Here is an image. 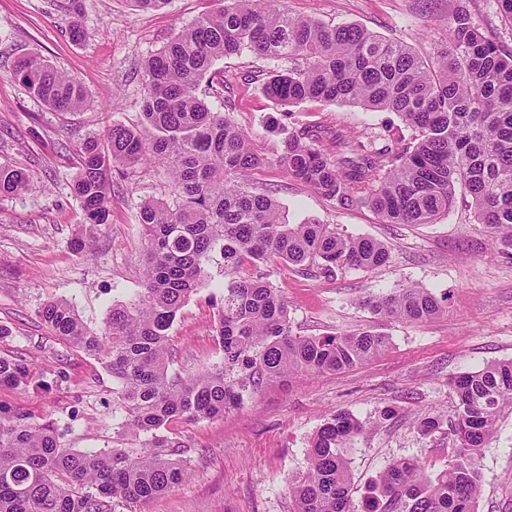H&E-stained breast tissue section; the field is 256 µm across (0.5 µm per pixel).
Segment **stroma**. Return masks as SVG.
<instances>
[{"label":"stroma","mask_w":512,"mask_h":512,"mask_svg":"<svg viewBox=\"0 0 512 512\" xmlns=\"http://www.w3.org/2000/svg\"><path fill=\"white\" fill-rule=\"evenodd\" d=\"M68 0H0V163L24 169L27 191L0 196V357L25 360L36 381L0 386V403L31 420L54 419L60 440L80 450L112 445V375L71 348L40 321L44 302L72 303L84 322L101 330L113 304L141 288L145 247L139 207L169 196L165 168L113 172L107 224L91 229L72 190L75 150L112 123L142 120L144 62L196 18L216 11L221 0H170L158 11H133L129 0H80L84 41H72ZM461 3L489 39L512 51V29L497 0H285L291 15L329 24H357L412 47L432 60L448 41V10ZM37 56L76 79L87 101L77 112H56L30 95L13 75L15 61ZM251 53L215 62L198 89L213 110L251 136L254 150L269 156L289 132L339 118L351 131L385 139L411 138L394 112L348 103L306 101L282 110L263 91L262 75L276 68ZM253 185L279 201L290 223L313 219L340 232L374 238L391 249L388 264L366 272L305 273L267 262L251 276L277 288L288 306L294 333L323 336L358 330L389 335L379 357L340 372H300L268 382L256 395L218 419L172 423L183 441L176 456L190 478L138 507L115 512H294L288 480L308 466L311 439L339 411L352 413L362 433L347 450L352 497L362 502L384 468L418 459L427 475L443 470L454 442L446 426L455 414L453 377L512 359V260L493 256L491 233L476 223L471 199L457 194L451 209L428 224H384L365 204L340 206L313 186L271 164L254 171ZM82 239L83 252L72 248ZM210 278L183 305L170 330L172 371L185 375L218 364L213 335L215 302L224 266L212 262ZM411 284L447 298L445 313L423 323L373 314L366 299ZM439 416L429 435L419 418ZM478 512H512V412L504 414L479 458Z\"/></svg>","instance_id":"obj_1"}]
</instances>
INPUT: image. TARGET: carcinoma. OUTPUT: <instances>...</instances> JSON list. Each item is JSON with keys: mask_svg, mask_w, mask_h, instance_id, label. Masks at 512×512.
<instances>
[{"mask_svg": "<svg viewBox=\"0 0 512 512\" xmlns=\"http://www.w3.org/2000/svg\"><path fill=\"white\" fill-rule=\"evenodd\" d=\"M448 30V43L428 63L362 27L295 17L282 0H224L145 61L142 124L114 123L103 136H88L77 147L74 178L85 223L95 227L108 223L112 170L149 162L166 168L170 198L140 206L143 288L112 306L99 332L67 301L37 311L55 335L112 373L113 447L67 448L53 421L31 422L0 406V512L145 505L188 477L182 461L163 454L181 447L165 434L170 421L222 418L267 381L342 371L388 350L389 336L374 330L295 334L278 289L241 274L246 264L272 259L324 274L371 271L390 260L382 241L289 223L269 194L250 186L252 171L279 165L340 205L368 204L383 224H428L461 190L477 223L491 229L495 251L512 254V53L486 38L462 6L448 15ZM244 51L281 62L263 82L278 105L349 102L396 112L412 138L379 144L326 118L289 133L272 158L255 153L249 136L198 94L216 61ZM13 74L58 112L85 103L82 86L41 59H19ZM29 182L23 170L0 163V195H16ZM217 253L228 277L214 325L221 363L173 375L169 330ZM445 301L410 285L365 304L386 318L422 323L443 312ZM30 375L22 360L0 357V385H25ZM450 386L457 409L446 469L431 477L414 459L393 461L356 507L346 449L362 425L337 412L313 438L307 471L288 482L296 512H475L477 460L512 410V359L463 373Z\"/></svg>", "mask_w": 512, "mask_h": 512, "instance_id": "1", "label": "carcinoma"}]
</instances>
